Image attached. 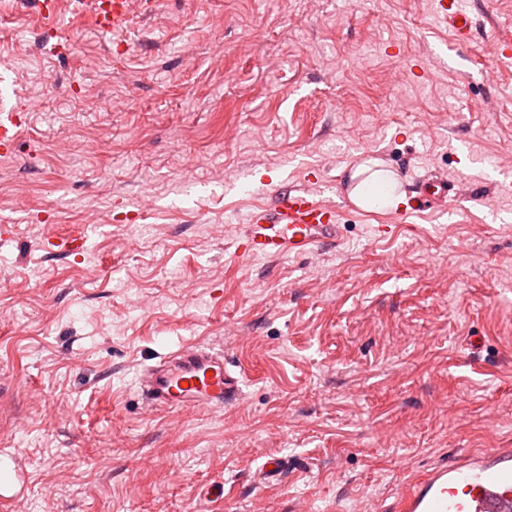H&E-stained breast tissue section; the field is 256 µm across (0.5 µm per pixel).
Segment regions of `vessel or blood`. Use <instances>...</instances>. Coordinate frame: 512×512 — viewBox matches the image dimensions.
I'll list each match as a JSON object with an SVG mask.
<instances>
[{"mask_svg":"<svg viewBox=\"0 0 512 512\" xmlns=\"http://www.w3.org/2000/svg\"><path fill=\"white\" fill-rule=\"evenodd\" d=\"M102 30L126 25L131 0H82ZM445 20L454 25L459 43L471 39L473 20L460 0H441ZM20 132L15 113H0V151L8 152ZM448 194L446 179L418 180L404 217L436 208ZM336 205L307 189L282 190L274 208L258 205L249 213L239 247L243 255L279 258L310 252L337 225ZM143 399L155 410H216L240 395L239 380L221 352L190 345L143 369L138 376ZM386 512H512V446L459 453L448 462L410 479Z\"/></svg>","mask_w":512,"mask_h":512,"instance_id":"obj_1","label":"vessel or blood"}]
</instances>
